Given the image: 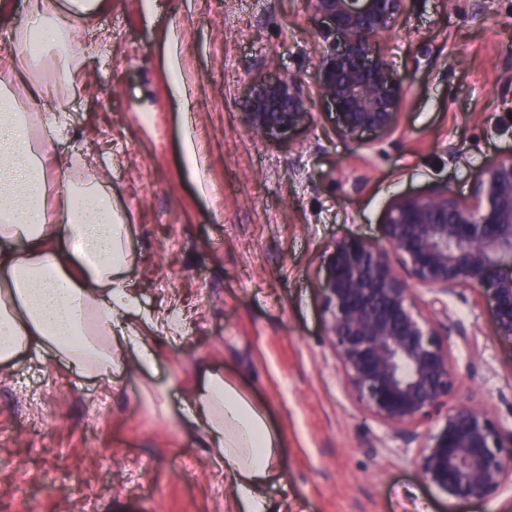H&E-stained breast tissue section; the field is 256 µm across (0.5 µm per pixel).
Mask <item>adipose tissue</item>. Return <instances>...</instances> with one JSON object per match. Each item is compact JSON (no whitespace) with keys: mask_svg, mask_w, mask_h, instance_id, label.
Here are the masks:
<instances>
[{"mask_svg":"<svg viewBox=\"0 0 512 512\" xmlns=\"http://www.w3.org/2000/svg\"><path fill=\"white\" fill-rule=\"evenodd\" d=\"M105 0H31L13 20L0 0L12 52L0 77V368L29 352L80 375L116 383L128 365L154 369L159 341H175L174 316L144 317L129 274L128 228L98 179L80 174L55 143L66 134L65 99L34 73L30 34L56 47L55 74L72 80L81 50L60 14L78 20ZM30 111H22L20 101ZM183 415L234 480L243 512H272L262 489L279 472L281 439L266 414L220 372L202 369Z\"/></svg>","mask_w":512,"mask_h":512,"instance_id":"ef3b65f1","label":"adipose tissue"}]
</instances>
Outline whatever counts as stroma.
<instances>
[{
    "instance_id": "1",
    "label": "stroma",
    "mask_w": 512,
    "mask_h": 512,
    "mask_svg": "<svg viewBox=\"0 0 512 512\" xmlns=\"http://www.w3.org/2000/svg\"><path fill=\"white\" fill-rule=\"evenodd\" d=\"M410 0L378 41L409 87L395 134L368 148L336 134L322 103L288 137L245 124L258 81L314 89L322 43L307 0H109L70 22L83 55L71 138L129 226L144 310L179 311L153 372L116 385L34 355L0 370V512H241L233 483L183 422L200 365L224 373L281 435L274 512H446L414 454L350 396L326 331L325 259L339 240H377L390 203L449 188L512 151V0ZM187 91L178 103L171 79ZM192 137L201 169L184 153ZM448 308L456 390L512 429V341L487 300Z\"/></svg>"
}]
</instances>
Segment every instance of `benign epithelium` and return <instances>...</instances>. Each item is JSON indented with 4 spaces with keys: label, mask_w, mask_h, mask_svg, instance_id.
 <instances>
[{
    "label": "benign epithelium",
    "mask_w": 512,
    "mask_h": 512,
    "mask_svg": "<svg viewBox=\"0 0 512 512\" xmlns=\"http://www.w3.org/2000/svg\"><path fill=\"white\" fill-rule=\"evenodd\" d=\"M410 0H308L323 23L316 91L334 109L336 134H388L398 124L408 86L377 38L393 30ZM312 95L296 75L250 90L245 120L260 137H285L306 122ZM327 336L346 387L375 419L393 428L422 480L448 503H486L512 487V430L483 407L459 402L423 435L418 421L439 412L456 387L448 331L466 335L441 299L457 291L485 294L497 335L512 339V153L481 166L472 198L448 190L402 196L389 208L383 241H338L326 261ZM434 293L428 303L415 288Z\"/></svg>",
    "instance_id": "1"
}]
</instances>
